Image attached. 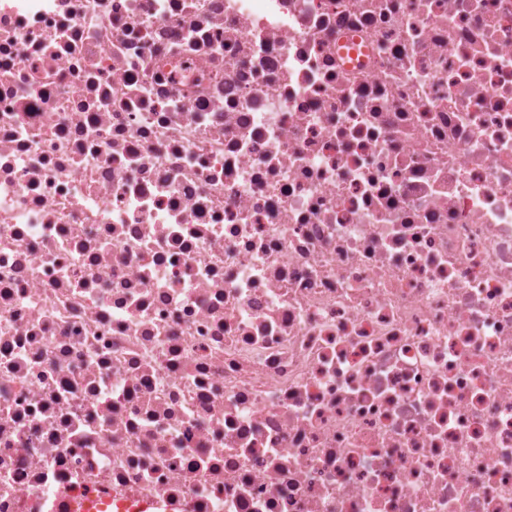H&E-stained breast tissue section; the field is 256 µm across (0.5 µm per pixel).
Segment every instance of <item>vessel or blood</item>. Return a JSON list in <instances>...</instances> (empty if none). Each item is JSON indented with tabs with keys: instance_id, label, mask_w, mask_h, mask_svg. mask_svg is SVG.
<instances>
[{
	"instance_id": "obj_1",
	"label": "vessel or blood",
	"mask_w": 512,
	"mask_h": 512,
	"mask_svg": "<svg viewBox=\"0 0 512 512\" xmlns=\"http://www.w3.org/2000/svg\"><path fill=\"white\" fill-rule=\"evenodd\" d=\"M181 501L160 502L112 490L77 496L63 490L44 500L38 512H183Z\"/></svg>"
}]
</instances>
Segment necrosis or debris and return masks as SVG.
Wrapping results in <instances>:
<instances>
[{
    "instance_id": "necrosis-or-debris-1",
    "label": "necrosis or debris",
    "mask_w": 512,
    "mask_h": 512,
    "mask_svg": "<svg viewBox=\"0 0 512 512\" xmlns=\"http://www.w3.org/2000/svg\"><path fill=\"white\" fill-rule=\"evenodd\" d=\"M512 512V0H0V512ZM113 505L114 512H185L182 509L190 508L188 502H160L115 489L85 496L66 489L45 499L37 512H113Z\"/></svg>"
}]
</instances>
